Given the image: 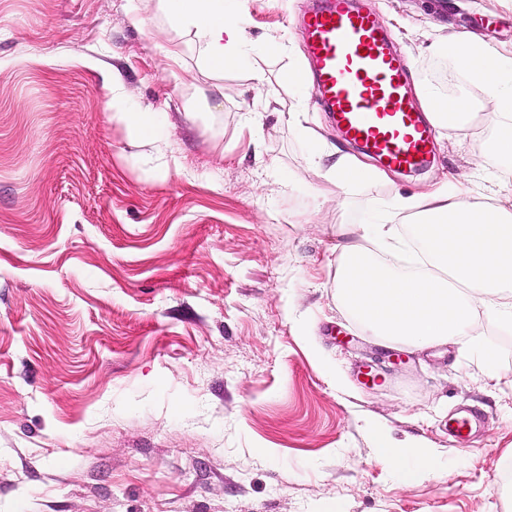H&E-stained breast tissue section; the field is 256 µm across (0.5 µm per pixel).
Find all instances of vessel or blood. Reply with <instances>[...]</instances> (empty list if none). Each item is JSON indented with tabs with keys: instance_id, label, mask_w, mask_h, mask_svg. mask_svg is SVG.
Masks as SVG:
<instances>
[{
	"instance_id": "vessel-or-blood-1",
	"label": "vessel or blood",
	"mask_w": 512,
	"mask_h": 512,
	"mask_svg": "<svg viewBox=\"0 0 512 512\" xmlns=\"http://www.w3.org/2000/svg\"><path fill=\"white\" fill-rule=\"evenodd\" d=\"M298 25L304 73L346 139L395 169L429 162L434 129L412 103L406 66L379 16L354 0H319Z\"/></svg>"
}]
</instances>
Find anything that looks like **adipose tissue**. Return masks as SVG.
Here are the masks:
<instances>
[{
  "label": "adipose tissue",
  "instance_id": "ef3b65f1",
  "mask_svg": "<svg viewBox=\"0 0 512 512\" xmlns=\"http://www.w3.org/2000/svg\"><path fill=\"white\" fill-rule=\"evenodd\" d=\"M176 23L192 27L204 64L220 72L243 63L244 32L226 14L224 0H165ZM469 82L481 86L491 112L484 121L496 130L492 152L512 158V49L455 33L440 47ZM420 98L434 127L456 128L469 121L466 98H442L434 87ZM409 219L407 232L398 224ZM412 240L422 251L421 266L399 269L381 253ZM336 299L382 341L425 349L472 335L481 313L512 331V208L483 195H466L434 185L416 196L394 195L386 218L336 227ZM378 457L407 483L434 462L429 448L406 451L389 434L375 436Z\"/></svg>",
  "mask_w": 512,
  "mask_h": 512
}]
</instances>
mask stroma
Returning a JSON list of instances; mask_svg holds the SVG:
<instances>
[{
  "label": "stroma",
  "instance_id": "obj_1",
  "mask_svg": "<svg viewBox=\"0 0 512 512\" xmlns=\"http://www.w3.org/2000/svg\"><path fill=\"white\" fill-rule=\"evenodd\" d=\"M366 2L411 87L474 113L388 183L371 159L345 184L317 164L356 149L287 78L310 0H239L251 65L221 72L159 0H0V512H506L512 333L477 318L492 368L458 343L387 354L336 304L334 230L445 176L512 183L483 92L426 50L511 47L512 0ZM462 408L483 422L466 439ZM379 430L435 465L404 483ZM113 117L123 122L127 128L134 134H152L155 129L149 127L144 122V113L131 109L123 99L116 98L112 105Z\"/></svg>",
  "mask_w": 512,
  "mask_h": 512
}]
</instances>
